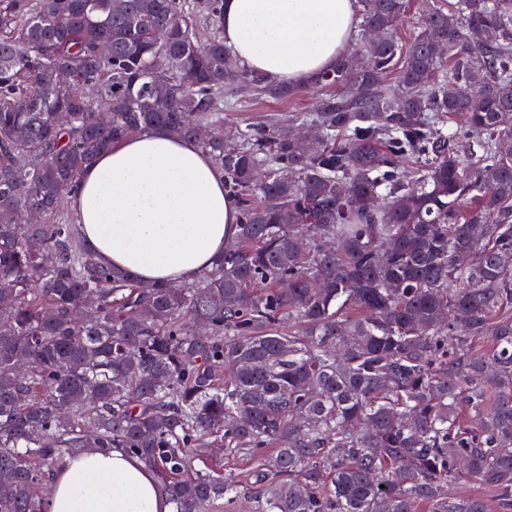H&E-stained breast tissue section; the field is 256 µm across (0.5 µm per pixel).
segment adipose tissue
<instances>
[{"label": "adipose tissue", "instance_id": "adipose-tissue-1", "mask_svg": "<svg viewBox=\"0 0 512 512\" xmlns=\"http://www.w3.org/2000/svg\"><path fill=\"white\" fill-rule=\"evenodd\" d=\"M224 42L251 71L304 84L332 68L355 30L356 0H223ZM75 223L97 261L141 283L198 278L240 216L224 172L191 140L153 127L115 141L81 174ZM47 512H171L155 473L122 449L57 471Z\"/></svg>", "mask_w": 512, "mask_h": 512}]
</instances>
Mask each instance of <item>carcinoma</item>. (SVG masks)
<instances>
[{"label":"carcinoma","mask_w":512,"mask_h":512,"mask_svg":"<svg viewBox=\"0 0 512 512\" xmlns=\"http://www.w3.org/2000/svg\"><path fill=\"white\" fill-rule=\"evenodd\" d=\"M359 2L331 93L226 128L238 92L299 88L237 61L221 0H0V512H44L35 487L87 448L144 461L173 512H489L462 478L512 512V0H421L407 44L408 0ZM155 126L240 212L191 283L103 267L66 211ZM212 437L245 480L194 469Z\"/></svg>","instance_id":"obj_1"}]
</instances>
